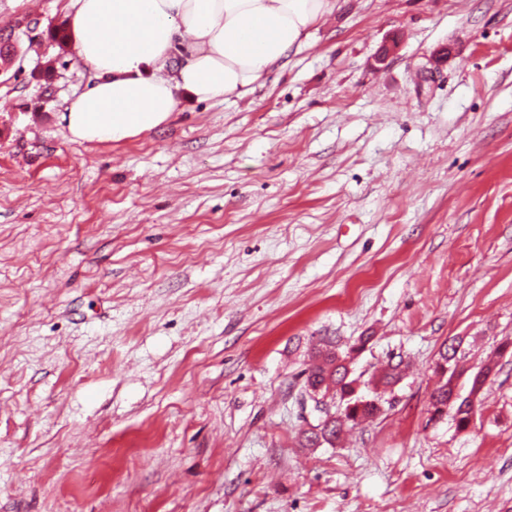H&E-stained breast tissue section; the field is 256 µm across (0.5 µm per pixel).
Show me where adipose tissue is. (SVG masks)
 <instances>
[{"label":"adipose tissue","instance_id":"ef3b65f1","mask_svg":"<svg viewBox=\"0 0 512 512\" xmlns=\"http://www.w3.org/2000/svg\"><path fill=\"white\" fill-rule=\"evenodd\" d=\"M336 0H68L75 50L94 85L67 108L75 139L120 142L161 126L179 95H247L301 47ZM191 44L179 65L180 35Z\"/></svg>","mask_w":512,"mask_h":512}]
</instances>
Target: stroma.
<instances>
[{
	"label": "stroma",
	"mask_w": 512,
	"mask_h": 512,
	"mask_svg": "<svg viewBox=\"0 0 512 512\" xmlns=\"http://www.w3.org/2000/svg\"><path fill=\"white\" fill-rule=\"evenodd\" d=\"M38 22L0 76V512H512V0H337L247 98L74 139ZM406 376L302 448L311 348ZM497 365L467 429L433 366ZM460 346L461 341L457 342L455 339H453L452 342L445 347L444 351L440 352V357L435 363L434 371L442 376H445L446 380L431 394L430 404L435 411L439 410V406L451 409L453 411V417L456 421L457 427L466 428L470 424L473 412V410L469 407V404L465 405L466 400H462L463 398L461 399V394L457 392L456 389L454 390V395L452 397V400L454 401L449 403L453 390L452 384L457 378L456 363L451 364V361L455 362ZM457 398L461 399L462 401L457 403L455 400Z\"/></svg>",
	"instance_id": "obj_1"
}]
</instances>
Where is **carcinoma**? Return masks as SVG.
Masks as SVG:
<instances>
[{
    "label": "carcinoma",
    "mask_w": 512,
    "mask_h": 512,
    "mask_svg": "<svg viewBox=\"0 0 512 512\" xmlns=\"http://www.w3.org/2000/svg\"><path fill=\"white\" fill-rule=\"evenodd\" d=\"M365 339L347 350L339 351L334 341H326L316 348L313 362L303 372L305 375L301 395L313 402L311 411L317 413L318 422L302 432L299 445L303 448H317L323 444L336 446L348 424H358L382 411V393L397 385L404 377L402 363L388 365L380 375L367 382L354 375L351 368L353 353L360 350ZM460 344L451 342L435 363L434 371L444 377L445 382L431 394V407L443 406L453 411L457 427L470 424L472 409L465 402L450 401L452 384L457 378L456 360Z\"/></svg>",
    "instance_id": "obj_1"
}]
</instances>
